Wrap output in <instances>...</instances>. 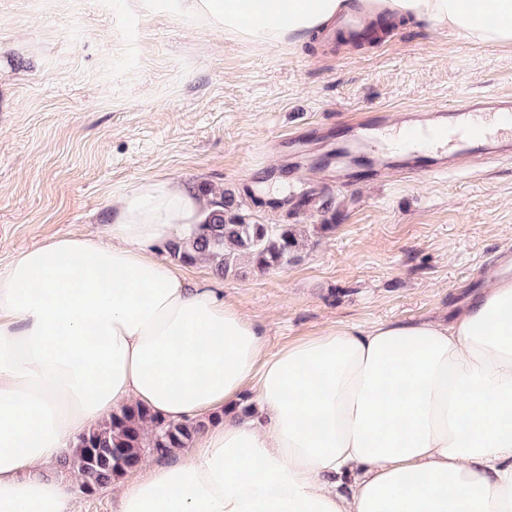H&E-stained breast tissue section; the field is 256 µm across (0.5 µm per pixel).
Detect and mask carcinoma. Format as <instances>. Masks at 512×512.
I'll return each mask as SVG.
<instances>
[{
  "label": "carcinoma",
  "mask_w": 512,
  "mask_h": 512,
  "mask_svg": "<svg viewBox=\"0 0 512 512\" xmlns=\"http://www.w3.org/2000/svg\"><path fill=\"white\" fill-rule=\"evenodd\" d=\"M207 215L190 238L171 241L169 254L185 265L208 264L221 277L247 278L287 266L300 257L302 235L295 224H256L235 212L231 193L204 186ZM206 427L203 420H167L128 406L83 433L60 469L79 476L84 492H96L135 468L146 453L188 448Z\"/></svg>",
  "instance_id": "1"
}]
</instances>
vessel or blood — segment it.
Returning <instances> with one entry per match:
<instances>
[{
  "label": "vessel or blood",
  "instance_id": "1",
  "mask_svg": "<svg viewBox=\"0 0 512 512\" xmlns=\"http://www.w3.org/2000/svg\"><path fill=\"white\" fill-rule=\"evenodd\" d=\"M388 125V117L382 115L370 123L354 121L350 130L361 148L381 152ZM405 135L413 148L401 163V174L436 177L448 173V157L452 154L489 166L512 157V100L476 97L459 110L435 107L411 116Z\"/></svg>",
  "mask_w": 512,
  "mask_h": 512
}]
</instances>
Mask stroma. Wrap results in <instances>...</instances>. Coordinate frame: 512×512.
I'll return each mask as SVG.
<instances>
[{
    "label": "stroma",
    "instance_id": "stroma-1",
    "mask_svg": "<svg viewBox=\"0 0 512 512\" xmlns=\"http://www.w3.org/2000/svg\"><path fill=\"white\" fill-rule=\"evenodd\" d=\"M512 96V50L396 26L256 49L139 0H0V267L81 233L145 179L234 193L251 222L298 225V261L237 280L184 266L261 328L267 354L336 329L447 316L512 247V161L400 182L324 164L351 112L391 121ZM332 232H323V225Z\"/></svg>",
    "mask_w": 512,
    "mask_h": 512
}]
</instances>
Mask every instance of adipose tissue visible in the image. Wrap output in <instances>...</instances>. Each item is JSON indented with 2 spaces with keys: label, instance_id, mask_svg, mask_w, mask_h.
<instances>
[{
  "label": "adipose tissue",
  "instance_id": "obj_1",
  "mask_svg": "<svg viewBox=\"0 0 512 512\" xmlns=\"http://www.w3.org/2000/svg\"><path fill=\"white\" fill-rule=\"evenodd\" d=\"M265 49L305 43L354 0H143ZM374 19L512 47V0H378ZM205 202L142 180L112 240L72 233L0 271V512H83L49 476L126 406L221 416L180 459L145 458L114 512H512V279L447 321L310 336L266 355L257 323L152 255Z\"/></svg>",
  "mask_w": 512,
  "mask_h": 512
}]
</instances>
